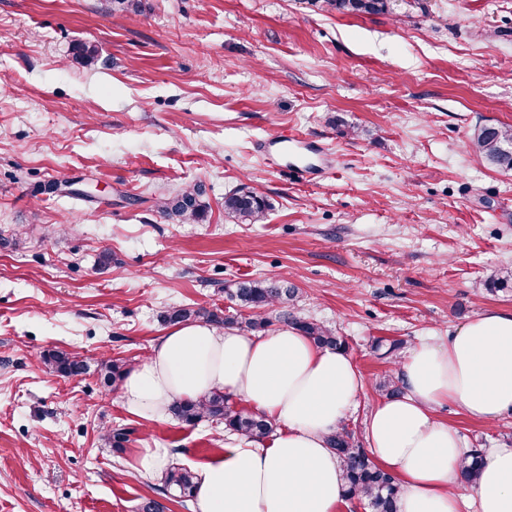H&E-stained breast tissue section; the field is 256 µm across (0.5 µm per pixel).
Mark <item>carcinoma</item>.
Instances as JSON below:
<instances>
[{"label":"carcinoma","mask_w":512,"mask_h":512,"mask_svg":"<svg viewBox=\"0 0 512 512\" xmlns=\"http://www.w3.org/2000/svg\"><path fill=\"white\" fill-rule=\"evenodd\" d=\"M329 7L340 13L373 14L388 12L393 0H326ZM472 149L490 164L505 170H512V126L484 125L475 130L471 139ZM268 207L266 199L254 191L239 189L224 198V211L243 224H254L262 218ZM160 212L171 220L198 221L208 210L201 187L195 186L173 197L161 201ZM485 285L493 291L512 287V269L493 274ZM298 289L287 287L279 280L254 279L242 281L228 291V296L239 306L252 310L248 318L239 321L232 316H221L203 308L188 306L170 307L160 318L166 324H180L190 320L204 319L217 327H244L249 331H260L271 324L268 313L278 308H287L296 301ZM283 320L308 336L320 347L345 349V341L326 326L307 319L296 318L288 312L282 313ZM42 363L61 377H77L88 371L89 363L79 355L63 350H49L41 355ZM126 369L114 361L101 368L104 384L117 389ZM384 396L400 394L399 378L393 374L385 376L376 384ZM171 412L182 423L194 425L207 418L224 423V428L240 436L254 438L273 430V424L264 416L244 413L230 403L222 393H213L202 399L176 401ZM129 430L113 428L103 434V439L112 447L121 450L128 442ZM329 444L336 452L344 473L346 499L365 500L372 512H397L396 502L401 487L393 474L381 468L367 451L361 448L355 433L342 426L329 437ZM483 464V455L474 450L465 456L460 476L467 483H474ZM163 489L174 491L182 501L194 499L196 476L187 468L172 467L162 477Z\"/></svg>","instance_id":"cac0c4a2"}]
</instances>
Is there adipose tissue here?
Wrapping results in <instances>:
<instances>
[{"mask_svg": "<svg viewBox=\"0 0 512 512\" xmlns=\"http://www.w3.org/2000/svg\"><path fill=\"white\" fill-rule=\"evenodd\" d=\"M402 391L365 422L373 460L401 486L398 512H459L464 443L435 416L445 402L490 423L512 411V313L490 309L447 343L424 341L399 363ZM363 379L344 351L294 329L254 336L193 323L174 327L125 375L120 401L162 419L177 399L238 398L277 424L265 441L243 439L197 473V512H336L345 486L328 437L358 405ZM477 512H512V448L486 457L470 489Z\"/></svg>", "mask_w": 512, "mask_h": 512, "instance_id": "1", "label": "adipose tissue"}]
</instances>
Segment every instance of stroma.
Listing matches in <instances>:
<instances>
[{"label": "stroma", "instance_id": "1", "mask_svg": "<svg viewBox=\"0 0 512 512\" xmlns=\"http://www.w3.org/2000/svg\"><path fill=\"white\" fill-rule=\"evenodd\" d=\"M483 124L512 125V0L377 15L141 0L123 17L112 0H0V512H139L147 497L186 512L137 456L168 448L194 471L230 432L133 416L97 371L144 361L167 307L240 314L226 289L247 279L287 281L295 315L344 337L364 379L345 423L363 436L391 342L512 313V288L483 285L512 266V172L471 150ZM285 134L301 144L281 148ZM196 185L203 221L159 212ZM242 187L269 204L258 223L224 213ZM50 349L89 373L49 372ZM436 416L467 447L512 448V411ZM118 426L121 452L101 439Z\"/></svg>", "mask_w": 512, "mask_h": 512}]
</instances>
